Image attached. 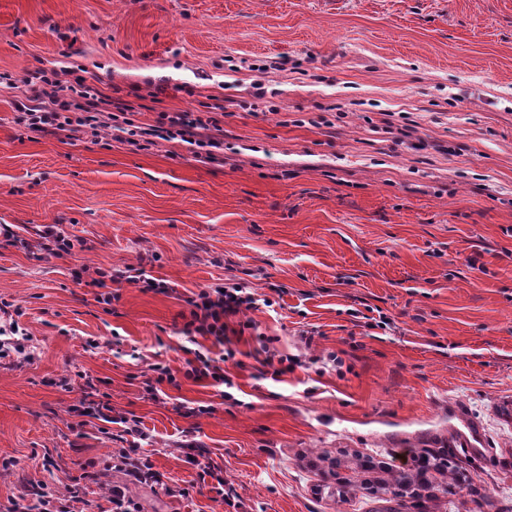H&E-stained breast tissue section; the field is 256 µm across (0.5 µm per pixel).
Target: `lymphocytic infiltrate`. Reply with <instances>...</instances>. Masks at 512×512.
<instances>
[{"label": "lymphocytic infiltrate", "instance_id": "f902f5d3", "mask_svg": "<svg viewBox=\"0 0 512 512\" xmlns=\"http://www.w3.org/2000/svg\"><path fill=\"white\" fill-rule=\"evenodd\" d=\"M14 106L26 127L35 133L67 139L85 136L93 139L111 137L131 145L149 138L176 140L190 147L192 153L208 162L221 161L224 128L216 117L201 118L194 112L161 113L157 124L147 127L135 125L127 114L132 107L125 101L106 95L86 78H69L67 70L41 69L29 94L15 97ZM77 284L94 290V300L104 312H111L120 295L114 287L128 283L146 292L171 293L166 280L147 274L144 268L132 264L121 269L90 268L83 265L74 270ZM259 294L255 289L237 282L213 284L198 289L186 300L188 315L179 330L193 343L192 356L184 366L174 367L164 362L154 363L152 374L144 382V391L150 399H157L163 386L180 388L182 381H206L213 387H233L234 382L223 368L233 360L235 349L230 346L228 318H238L240 330L253 329L246 314L258 307ZM211 348H204V341ZM87 469L73 477L65 491H57L43 484L28 488L25 495L12 500L8 512H74L80 501L84 480L90 479L94 461H87Z\"/></svg>", "mask_w": 512, "mask_h": 512}]
</instances>
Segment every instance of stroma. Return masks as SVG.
<instances>
[{
    "mask_svg": "<svg viewBox=\"0 0 512 512\" xmlns=\"http://www.w3.org/2000/svg\"><path fill=\"white\" fill-rule=\"evenodd\" d=\"M61 67L140 126L223 105L224 160L42 136L0 90V224L84 242L41 260L0 247V300L22 306L36 346L0 360V459L17 462L1 506L32 484L64 489L92 459L87 512H108L115 486L140 512H374L379 497L512 512V0H0V75L22 86ZM257 83L272 111L253 110ZM138 262L172 293L122 283L107 313L73 279L82 263ZM227 279L274 302L232 340L234 402L191 380L147 398L150 365L183 362L186 297ZM372 309L390 328L368 326ZM260 333L344 366L259 378ZM84 372L113 417L140 418L160 482L109 467L119 425L69 414ZM457 408L483 450L449 447ZM190 443L237 507L186 463ZM422 448L456 462L446 497L338 488L362 457ZM184 449L186 450V461L202 469L203 473L216 481L211 489L220 497L221 501L232 507L237 506L238 504H235V499H237L235 488L224 482L223 471L218 466L212 464L206 456V450L193 444L187 445Z\"/></svg>",
    "mask_w": 512,
    "mask_h": 512,
    "instance_id": "35a3bbf8",
    "label": "stroma"
}]
</instances>
